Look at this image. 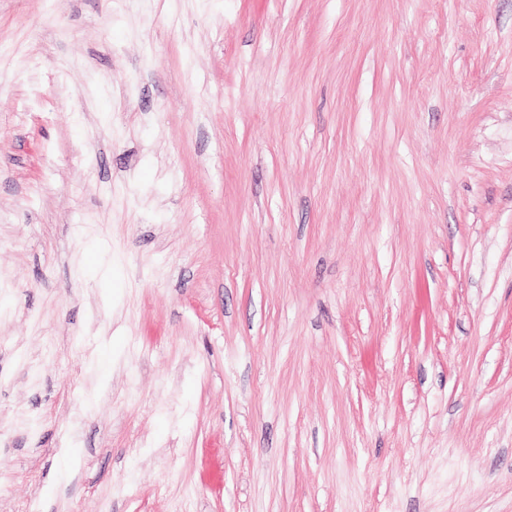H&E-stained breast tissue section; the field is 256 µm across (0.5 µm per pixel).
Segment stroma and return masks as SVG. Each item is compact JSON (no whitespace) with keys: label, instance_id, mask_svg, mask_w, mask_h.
Returning a JSON list of instances; mask_svg holds the SVG:
<instances>
[{"label":"stroma","instance_id":"stroma-1","mask_svg":"<svg viewBox=\"0 0 512 512\" xmlns=\"http://www.w3.org/2000/svg\"><path fill=\"white\" fill-rule=\"evenodd\" d=\"M0 512H512V0H0Z\"/></svg>","mask_w":512,"mask_h":512}]
</instances>
